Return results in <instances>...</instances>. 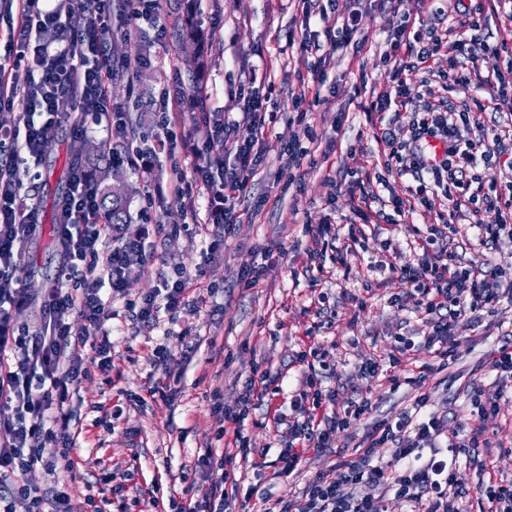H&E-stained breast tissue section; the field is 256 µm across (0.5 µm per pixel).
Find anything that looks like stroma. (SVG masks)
Segmentation results:
<instances>
[{"mask_svg":"<svg viewBox=\"0 0 512 512\" xmlns=\"http://www.w3.org/2000/svg\"><path fill=\"white\" fill-rule=\"evenodd\" d=\"M361 16V43L334 54L321 83L311 81L310 60L290 43L304 28L323 39L320 10L330 0H317L314 16L304 19L295 0H161V21L167 29L157 37L148 21L133 25L128 14L113 13L107 39L118 42L128 62V75L113 78L110 99L113 109L126 114L124 128L114 131L112 143L125 147L128 139L153 146L162 128L158 113L147 103L163 94L179 95L181 104L172 121L180 144L205 148L220 123L242 121L241 93L253 90L271 98L275 110L270 118L267 150L260 170L251 179V192L236 206V222L224 239V249L210 253L195 224L170 195L175 179L166 155L152 159L148 169L124 166L123 177L131 190L132 227L160 224L162 234L153 236L147 258L128 279L125 294L136 300L160 284L161 273L180 269L195 276L202 290L200 312L192 323L162 320L147 327L126 318L113 322L111 337L117 344L111 376L82 381L73 399L81 409L83 431L74 454L75 473H59V481L76 487L95 482L102 467L128 472L129 480L112 494L113 501L133 505L135 496L153 480L184 495L179 482L181 467H194L212 444L215 421L211 414L213 390H221L226 407H236L243 383L254 364L280 369L307 342L309 330L326 353V370L319 377L334 390L338 401L363 394L375 408L370 419L339 434L338 451L305 456L298 470L287 478H273L270 468L287 440V429H275L265 408L252 410L244 429L254 448L250 464L236 471L242 485L261 480L276 498L298 495L309 479H331L340 460L351 459L357 444L374 422L408 408L416 391L404 385L391 390L385 377L369 378L359 371L369 357L387 358L394 336L403 333L421 340L422 323L406 302L408 283L368 272V264L388 259L397 250L398 263L414 262L416 253L407 233L410 225L433 223V216L404 212L394 224L367 222L349 209L346 195L331 183L336 171L352 167L371 171L377 144L366 116L373 93L385 89L388 75L378 66L388 23L370 0H350ZM151 44L150 58L141 61L139 44ZM207 81L211 97L195 98L199 81ZM306 95L311 100L306 117L318 134L315 162L303 165L299 187L288 186V161L277 144L297 129L298 116L292 99ZM72 124L56 126L51 148L34 169L19 167L17 176L25 191L26 206H37L48 228L54 204L69 187V154ZM356 155H349L350 145ZM331 224L340 235L349 226L364 230L365 248H356L337 258L327 250L325 269L313 274L307 267L303 233L307 224ZM285 250L279 265L271 267L251 288L239 280L242 269L252 266L261 248ZM59 261L48 231L28 244L23 253L20 287L39 294L46 279L55 275ZM317 282L330 297L327 310L311 302L310 282ZM367 297L368 306L352 315L351 296ZM191 325L198 339L187 348L178 337ZM456 360L445 374L426 383L433 408L447 411L449 427L467 422L471 406L469 384L487 376L485 362L498 341L512 340V301L502 300L482 324L460 321ZM166 344L173 353L172 366L180 371L177 395L170 400L150 398V387L162 379L161 367L149 358L156 344ZM118 407L112 429L97 426V405ZM497 428L487 447L478 448L474 459H460L458 480L464 486L477 482L479 461L512 456V400L502 401Z\"/></svg>","mask_w":512,"mask_h":512,"instance_id":"obj_1","label":"stroma"}]
</instances>
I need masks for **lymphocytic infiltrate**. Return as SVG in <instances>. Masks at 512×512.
I'll list each match as a JSON object with an SVG mask.
<instances>
[{"mask_svg": "<svg viewBox=\"0 0 512 512\" xmlns=\"http://www.w3.org/2000/svg\"><path fill=\"white\" fill-rule=\"evenodd\" d=\"M115 0H94L95 21H88L82 0H19L18 17L11 32V63L0 62V106H17L21 112L12 130L0 131V512H104L98 495L106 494L115 479L102 469L98 485H86L76 494L71 484L56 481L57 472L74 471L72 456L82 431L73 396L92 370L84 364L85 350H92L97 368L112 370L115 344L108 329L112 320L129 317L155 326L161 314L195 316L199 298L186 272L163 277L161 286L139 300H124L127 279L147 256L149 227L134 234L124 225L97 221L98 200L83 167H72L70 189L57 202L55 246L59 257L57 274L46 281L38 295L12 287L20 270L24 246L41 236L38 208L21 209L23 185L16 176L19 162L39 160L49 149L56 124L71 121L73 143L88 135L84 116L102 125L99 143L110 149L113 127L123 124L122 112L113 110L109 99L112 59L105 48ZM382 14L395 17L380 56L388 64V89L377 94L367 109L373 115L372 134L380 147L385 175L375 183L360 180L356 170L344 169L347 202L353 210L376 198V186L386 185L387 173L411 177L408 198L390 195V210H378V221L394 223L397 214L410 209L435 213L436 223L414 229L418 251L414 263L381 262V269L414 287L412 311L426 328L422 342L411 337L396 339L390 367L403 365L411 352L424 349L440 358L441 369L453 361L457 342L454 328L460 318L473 323L495 312L503 299L512 298V282L503 283L501 268L492 260L461 265L451 245L459 213L471 214L477 246L497 249L512 243V99L504 93L512 82V64L501 67L499 51L480 37V20L469 4H462L456 21L432 29L429 37L415 30L410 15L401 13L399 0H373ZM360 15L338 14L325 24L324 42L300 38V53L313 56L312 77H319L325 64L321 48L335 53L358 43ZM58 31L53 41L41 39L44 30ZM447 54L454 70L452 92L472 98L480 94L476 108L454 105H417L407 93L409 72L429 73L430 61ZM26 67L36 77L26 85L14 82L12 71ZM245 134L220 127L217 152L194 167L204 185L220 183L207 209L205 227L211 250L224 244L234 206L245 194L260 163L256 146L269 130L268 105L254 96L243 103ZM494 112L486 122L484 112ZM446 142L439 157L429 152V139ZM237 161L226 169L225 155ZM34 306L40 316L36 329L18 326L13 310ZM321 345L310 342L298 352L295 362L306 378L302 393L279 405L283 371L253 368L245 382L239 410L224 408L221 391H213L216 441L225 452L206 449L197 466L202 483L196 497L177 501L162 498L159 487L147 492L155 512H235L236 485L233 458L248 459L252 453L243 423L253 401L274 406L276 424L286 425L288 440L276 462L278 472L290 476L308 452L335 447L339 433L361 418L370 416V397L337 403L336 393L322 389L316 364ZM489 382L470 385L471 418L466 428H449L448 414L432 409L423 387L431 372L421 367L413 385L420 387L410 409L394 419L375 423L358 445L352 460L336 467V477L317 476L308 481L301 495L280 500L278 512H387L386 501L405 503L408 512H512V479L505 478L500 462L482 465L474 487L457 480L460 456L479 447L499 414V402L512 379V341L503 342L488 359ZM391 451L388 461L375 451Z\"/></svg>", "mask_w": 512, "mask_h": 512, "instance_id": "lymphocytic-infiltrate-1", "label": "lymphocytic infiltrate"}]
</instances>
